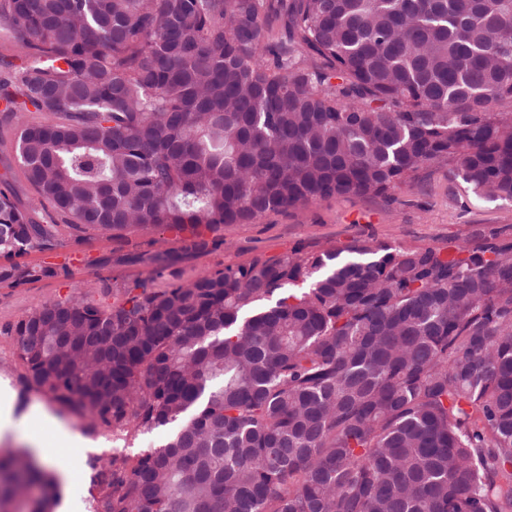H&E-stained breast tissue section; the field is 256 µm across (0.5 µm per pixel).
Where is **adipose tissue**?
<instances>
[{
  "mask_svg": "<svg viewBox=\"0 0 512 512\" xmlns=\"http://www.w3.org/2000/svg\"><path fill=\"white\" fill-rule=\"evenodd\" d=\"M15 393L9 384L0 385V443L7 440H21L30 454L43 466L57 469L66 485L77 483L81 475L75 470L58 468L52 456L56 448H81L85 442L72 427L59 421L45 407L44 403H33L27 410L26 418H34L45 424V431H38L26 425V418L14 415Z\"/></svg>",
  "mask_w": 512,
  "mask_h": 512,
  "instance_id": "1",
  "label": "adipose tissue"
}]
</instances>
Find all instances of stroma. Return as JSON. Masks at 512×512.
<instances>
[{"mask_svg":"<svg viewBox=\"0 0 512 512\" xmlns=\"http://www.w3.org/2000/svg\"><path fill=\"white\" fill-rule=\"evenodd\" d=\"M15 123L0 115V176L8 175L14 195L30 202L33 191L15 161ZM205 248L183 250L184 235L163 227H133L117 238L87 231L63 238L51 250L32 249L22 263L51 267L53 276L18 287L0 283V379L17 394L16 410L25 412L47 395L23 386L12 326L39 303L73 300L109 306L142 288L158 290L191 281L198 273L285 255L306 257L364 241L409 247H448L457 243H512V202L488 200L448 175L447 168L423 172L412 185L387 196L332 197L305 207L269 212L250 224L202 230ZM164 431L130 427L115 433L101 427L89 434L88 451L63 452L64 466L86 471L96 457L108 462L116 448L138 453L161 445Z\"/></svg>","mask_w":512,"mask_h":512,"instance_id":"stroma-1","label":"stroma"}]
</instances>
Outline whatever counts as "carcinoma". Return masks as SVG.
Returning a JSON list of instances; mask_svg holds the SVG:
<instances>
[{"instance_id": "cac0c4a2", "label": "carcinoma", "mask_w": 512, "mask_h": 512, "mask_svg": "<svg viewBox=\"0 0 512 512\" xmlns=\"http://www.w3.org/2000/svg\"><path fill=\"white\" fill-rule=\"evenodd\" d=\"M0 26L35 191L0 178V282L88 229L197 252L201 225L430 168L512 201V0H0ZM14 333L22 382L89 427H173L87 462L93 512H512L511 244L253 261ZM57 498L0 455V512Z\"/></svg>"}]
</instances>
